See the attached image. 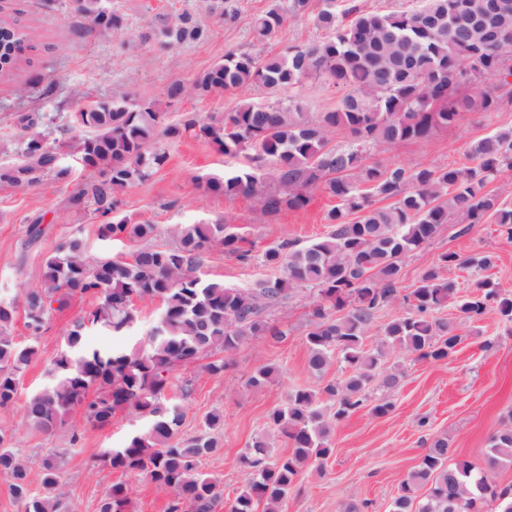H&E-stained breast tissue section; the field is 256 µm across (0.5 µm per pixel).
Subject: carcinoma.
Segmentation results:
<instances>
[{
  "instance_id": "obj_1",
  "label": "carcinoma",
  "mask_w": 512,
  "mask_h": 512,
  "mask_svg": "<svg viewBox=\"0 0 512 512\" xmlns=\"http://www.w3.org/2000/svg\"><path fill=\"white\" fill-rule=\"evenodd\" d=\"M206 13L233 23L237 10L225 0H204ZM313 12L310 0H272L251 21L253 52L229 50L224 59L189 81L169 83L162 98L122 97L96 105L81 104L69 136L70 156L92 172L64 202V211L89 215L99 222L102 241L134 244L128 257L89 260L80 238L57 243L45 260L41 287L21 293L26 326L37 336L50 315L69 300L91 298L92 308L78 316L53 359L50 381L27 400L22 423L48 433L75 411L90 425L103 428L119 413L151 420L144 433L131 435L121 448H104L97 465L137 472L170 495L167 512H216L224 502L220 482L200 472L201 459L215 452V432L224 415L213 413L206 430L184 439L178 435L183 411L168 395L191 391L184 376L200 367L224 373L229 354L239 345L264 336L287 335L273 319L289 296L300 289L317 293L306 335L308 367L320 374L340 357L347 376L317 393L298 388L268 415L267 428L291 445V452H272L267 432L257 435L240 456L248 478L234 496V512H283L306 465L324 464L334 452L330 424L318 405L319 394L334 400L340 420L366 401L369 384L378 379L388 391L401 377L381 370L386 349H399L418 360L450 358L461 342L457 324L434 313L456 294L442 272L461 264L487 270L488 255L461 260L445 252L405 296L408 311L379 328L380 345L365 347L375 313L396 298L403 259L429 244L449 223L481 224L490 219L512 239V206L487 189L503 169H512V129L471 142L468 163L459 167L386 165L370 160L377 145L396 147L428 138L456 124L468 112H495L512 106V54L500 50L512 42V0H412L413 6L385 14L360 10L353 0L336 10L339 0ZM88 30L119 38L120 47L157 41L166 47L207 41L209 27L191 12L159 14L137 33L105 0H76ZM305 18L326 31L318 41L294 44L285 51L266 50L282 32L285 17ZM34 36L15 17L0 15V75L30 63ZM317 79L339 94L336 107L312 115L296 99L243 98L224 116L194 115L170 120L176 104L202 97L251 89L271 93ZM39 116L17 115L23 132L20 161L0 165V187L32 186L45 174L62 180L71 167L45 136L32 133ZM345 130L349 140L332 143ZM190 136L214 145L228 157L253 155L267 169H232L205 181L207 194L226 198L263 195L265 214L301 210L309 190L323 185L338 203L326 214L327 234L304 246L282 241L267 247L261 260L277 269L273 278L252 288H229L204 277L208 252L246 260L243 238L224 224H190L171 230L174 242L156 244V225L130 223L120 214L122 194L150 179L167 158L166 142ZM390 199L377 207L372 198ZM158 302L161 314L144 343L131 348L101 349L88 345L86 330L100 327L123 336L138 321L137 304ZM459 316L476 319L489 313L512 323V296L485 278L456 303ZM16 301L0 300V408L15 401L19 381L38 354L36 344H21L11 327ZM277 373L259 367L250 385H270ZM11 432L0 428V471L12 477L10 491L24 512H67L63 454L49 451L33 466L10 447ZM488 462H512V426L490 439ZM39 483L43 494L32 492ZM426 490L418 498L420 490ZM133 493L124 482L112 484L99 512H132ZM512 512V485L501 486L468 461H450L448 438L434 439L420 463L400 482L391 512Z\"/></svg>"
}]
</instances>
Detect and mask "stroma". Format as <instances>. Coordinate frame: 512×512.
<instances>
[{
	"instance_id": "stroma-1",
	"label": "stroma",
	"mask_w": 512,
	"mask_h": 512,
	"mask_svg": "<svg viewBox=\"0 0 512 512\" xmlns=\"http://www.w3.org/2000/svg\"><path fill=\"white\" fill-rule=\"evenodd\" d=\"M231 2L238 12L236 21L224 24L210 20L212 34L206 42L164 48L151 41L123 49L118 40L86 29L75 11L74 0H0L6 13L18 15L36 35L30 64L12 76L0 77V164L18 161L22 132L15 124L16 113L40 115L36 130L52 141L60 137L63 126L71 124L79 103L157 96L170 82L189 80L222 60L226 51L252 50L250 20L271 0ZM107 4L125 17L132 32L142 30L156 15L175 16L198 8L197 0H107ZM35 75L41 76V83L26 97H19L18 87ZM509 128L512 107L474 112L434 131L429 138L393 149L380 145L371 154L390 165L458 167L466 162L469 143L493 130ZM167 153V162L151 179L123 195V215L134 223L156 224L157 243L170 242L174 226L221 221L235 227L259 254L284 240L304 245L329 230L324 216L335 200L322 187L312 190L306 208L266 216L260 195L229 199L205 194L196 186L198 179L223 175L229 167H249L248 158L225 157L215 147L190 137L169 142ZM86 176V171L76 165L66 182L46 175L30 187L0 188V298L9 300L39 288L43 262L62 239L82 238L92 259L115 254V247L98 239L96 220L68 215L60 209L63 198ZM38 215L44 218L46 233L30 246L26 243L28 220ZM446 251L494 257L493 267L485 272L459 266L448 269L446 276L456 283L458 296L469 294L487 276L512 293V240L490 222L449 224L430 245L404 259L400 295L378 310L375 325H384L406 312L404 294ZM203 271L232 288H249L275 274L274 269L259 262H240L218 246L208 253ZM316 300L310 290L294 293L274 314L287 329V336L277 342L264 337L246 341L228 355L229 365L223 374L197 372L190 395L180 400L184 410L181 437L199 434L209 414L219 412L224 416V427L218 435L221 447L202 459L200 469L221 482L225 497L235 496L244 485L246 475L239 457L263 431L268 412L295 388L319 391L327 382L344 375L336 360L320 377L308 368L306 334ZM90 305L87 298L71 300L67 307L53 313L36 337L27 329L24 313H17L11 328L13 336L24 344L36 343L39 354L20 380L15 404L0 409V427L12 429V446L23 458L35 459L51 448L65 452L67 503L74 512H98L109 487L119 481L133 488L135 512H165L167 495L156 491L142 474L112 471L95 464L102 449L122 447L131 434L146 432V419L121 413L110 426L96 428L76 412L49 433L21 423L28 396L46 383L50 362L63 347L74 319ZM159 309L156 302L140 304L138 323L127 335L115 336L97 327L87 330V340L100 348L135 346L156 322ZM438 315L458 324L462 342L453 356L439 362L418 361L398 350L390 352L384 368L401 372L400 388L390 392L372 384L368 405L333 423L332 455L322 469L304 468L284 512H344L347 504L362 501L368 504L366 512H390L401 480L419 464L432 440L441 436L448 439L451 458L470 461L498 484H512V465H487L490 437L512 423V324L499 321L493 314L475 322L459 321L451 303ZM263 365L277 368L275 383L259 389L250 387V377ZM383 398L391 400L394 407L385 416H375L371 407Z\"/></svg>"
}]
</instances>
